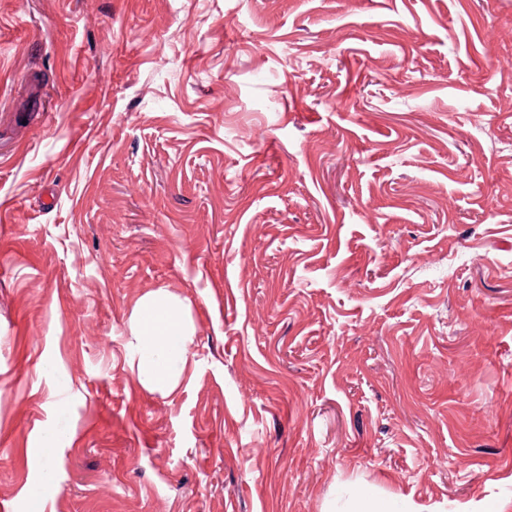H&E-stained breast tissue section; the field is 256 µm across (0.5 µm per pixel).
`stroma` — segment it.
I'll use <instances>...</instances> for the list:
<instances>
[{"label": "stroma", "mask_w": 512, "mask_h": 512, "mask_svg": "<svg viewBox=\"0 0 512 512\" xmlns=\"http://www.w3.org/2000/svg\"><path fill=\"white\" fill-rule=\"evenodd\" d=\"M374 502L512 512V0H0V512ZM128 330L140 382L153 390L173 391L187 362L191 336L181 305L161 289L149 292L137 301Z\"/></svg>", "instance_id": "35a3bbf8"}]
</instances>
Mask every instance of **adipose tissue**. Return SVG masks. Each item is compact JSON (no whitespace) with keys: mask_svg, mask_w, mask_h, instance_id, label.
I'll return each mask as SVG.
<instances>
[{"mask_svg":"<svg viewBox=\"0 0 512 512\" xmlns=\"http://www.w3.org/2000/svg\"><path fill=\"white\" fill-rule=\"evenodd\" d=\"M128 330L140 382L153 390L173 391L186 364L190 334L180 304L163 290L147 293L137 301Z\"/></svg>","mask_w":512,"mask_h":512,"instance_id":"1","label":"adipose tissue"}]
</instances>
